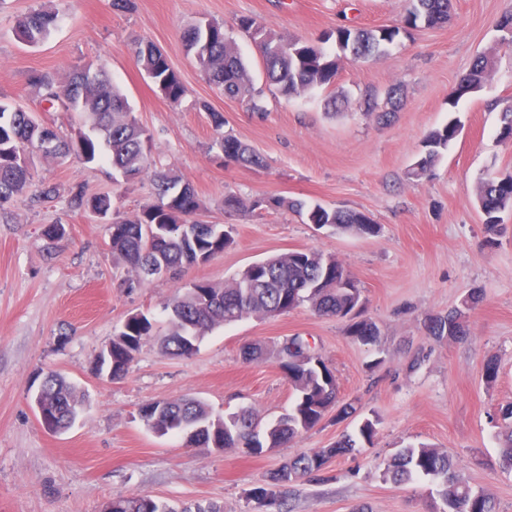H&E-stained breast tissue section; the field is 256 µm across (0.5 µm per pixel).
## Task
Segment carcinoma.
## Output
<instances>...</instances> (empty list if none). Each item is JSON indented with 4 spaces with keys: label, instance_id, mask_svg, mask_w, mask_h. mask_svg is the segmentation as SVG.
Listing matches in <instances>:
<instances>
[{
    "label": "carcinoma",
    "instance_id": "obj_1",
    "mask_svg": "<svg viewBox=\"0 0 512 512\" xmlns=\"http://www.w3.org/2000/svg\"><path fill=\"white\" fill-rule=\"evenodd\" d=\"M450 0H410L403 23L407 28L437 27L448 22ZM57 14L39 10L17 20L16 30L25 41L36 44L55 27ZM237 28L247 33L262 48L265 84L277 94L292 99L331 85L338 72V60L318 45L298 37L284 36L261 18L241 16ZM398 28L361 29L346 26L333 31L342 51L355 58H368L384 52L399 35ZM187 53L209 83L224 92V97L242 100L252 111L264 112V91L255 88L249 67L236 41L224 32V24L199 20L183 35ZM137 61L161 94L176 103L184 95V86L166 56L153 44L140 45ZM492 57L479 55L468 74L452 91L450 102L480 92L492 70ZM31 83L40 101L56 112L76 107L88 130L65 134L54 125L39 122L31 113L0 101V203L28 193L33 185L32 173H23L12 164L19 154H29L45 134L58 142L54 159L71 154L87 163L104 162L112 171L137 178L150 169L151 155L144 143L151 134L139 122L127 97L112 84L99 68H75L65 77L35 72ZM460 133V121L448 120L430 132L422 151L411 168L419 178L435 167L449 145ZM226 162L240 166H260L262 158L246 143L236 140L233 154ZM158 201L143 207L129 219H113L110 224L112 256L126 263L132 276L124 287L140 288L152 269L159 268L169 277L179 275L186 266L198 264V258L210 261L233 244L229 232L219 224L197 219L202 205L189 182L175 174L158 175ZM475 199L485 217L489 232L497 231L499 214L512 210V172L477 182ZM70 208L109 216L112 197L91 195L81 186L71 189ZM250 207L286 208L304 216L309 223L356 235H373L379 225L364 213L348 209H328L320 204L308 205L298 199L258 197ZM258 282H253L251 268L246 267L222 284L201 281L178 291L169 299V329L159 339L162 351L172 357H189L187 338L201 339L218 326L250 317H275L307 303L319 316L349 319L346 333L364 345L377 342L379 330L369 319H356L347 311L350 297L336 288V282L350 275L344 264L316 250L292 251L256 263ZM482 300L472 292L460 306L445 314L425 318L423 330L437 342L463 341L469 335L470 312ZM155 336L154 324L143 313H132L112 339V378L124 377L133 362L131 352ZM279 369L293 390V400L286 413L276 420L262 422L249 407L220 414L196 398H179L142 404L139 410L151 429L167 428L175 436L185 432V444L199 448H244L259 455L290 442L315 428L330 408L338 402V385L332 368L302 336L283 341L279 351ZM40 399L52 412L56 430L71 427L82 406V398L72 383L58 373H49L42 384ZM500 431L496 434L501 448L502 468L512 470V404L499 411ZM377 421L364 419L357 436L344 435L329 448L301 453L271 472L267 485L253 489L252 498L260 501L283 493L289 483L303 475L320 476L324 456L352 454L361 443H373ZM380 477L394 484H406L429 478L438 481L437 499L431 512H498L495 499L482 490L473 489L456 472L452 455L424 443L398 449L386 462ZM112 512H221L213 503H195L176 509L148 495L133 494L112 499Z\"/></svg>",
    "mask_w": 512,
    "mask_h": 512
}]
</instances>
